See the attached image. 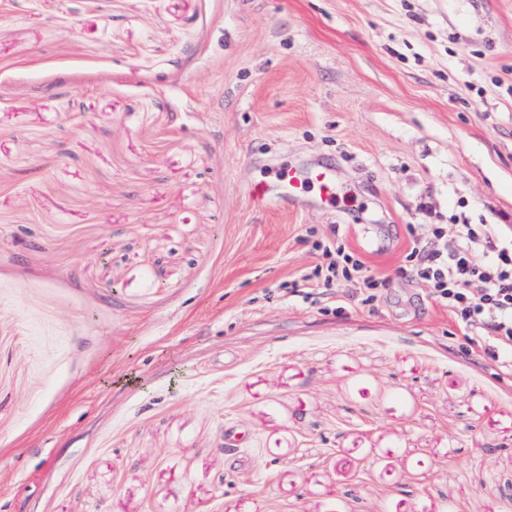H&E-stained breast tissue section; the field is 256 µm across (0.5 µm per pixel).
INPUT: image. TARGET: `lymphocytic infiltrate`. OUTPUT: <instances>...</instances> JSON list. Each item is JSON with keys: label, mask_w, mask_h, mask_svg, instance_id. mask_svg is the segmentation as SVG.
I'll use <instances>...</instances> for the list:
<instances>
[{"label": "lymphocytic infiltrate", "mask_w": 512, "mask_h": 512, "mask_svg": "<svg viewBox=\"0 0 512 512\" xmlns=\"http://www.w3.org/2000/svg\"><path fill=\"white\" fill-rule=\"evenodd\" d=\"M317 263L288 284L309 299L352 288L359 309L374 308L382 281L340 237L319 238L306 229ZM405 259L426 296L448 310L476 356L512 370V240L494 224H417L409 230Z\"/></svg>", "instance_id": "lymphocytic-infiltrate-1"}]
</instances>
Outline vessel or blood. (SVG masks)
<instances>
[{
    "label": "vessel or blood",
    "instance_id": "1",
    "mask_svg": "<svg viewBox=\"0 0 512 512\" xmlns=\"http://www.w3.org/2000/svg\"><path fill=\"white\" fill-rule=\"evenodd\" d=\"M336 195V171L327 165L280 167L252 182L248 188L249 203L257 210L281 204L292 209L314 202L331 204Z\"/></svg>",
    "mask_w": 512,
    "mask_h": 512
}]
</instances>
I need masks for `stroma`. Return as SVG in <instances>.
<instances>
[{"mask_svg":"<svg viewBox=\"0 0 512 512\" xmlns=\"http://www.w3.org/2000/svg\"><path fill=\"white\" fill-rule=\"evenodd\" d=\"M9 3L0 512H504L512 376L404 252L512 227V0ZM298 162L336 206L253 210ZM337 226L374 309L288 299Z\"/></svg>","mask_w":512,"mask_h":512,"instance_id":"obj_1","label":"stroma"}]
</instances>
